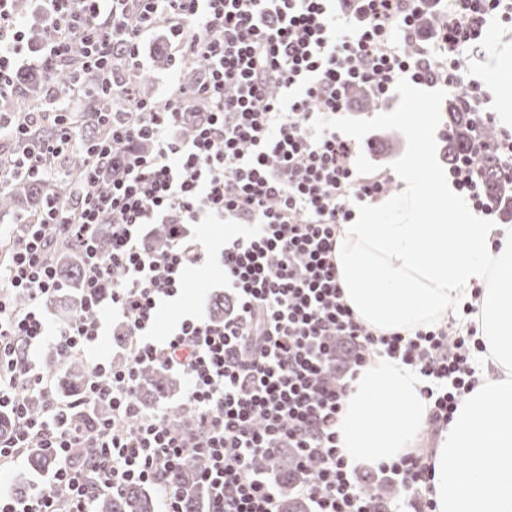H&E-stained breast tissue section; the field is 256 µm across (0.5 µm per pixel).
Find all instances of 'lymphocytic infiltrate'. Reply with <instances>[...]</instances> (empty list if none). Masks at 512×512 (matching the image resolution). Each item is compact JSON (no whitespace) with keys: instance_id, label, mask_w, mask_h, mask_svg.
I'll use <instances>...</instances> for the list:
<instances>
[{"instance_id":"lymphocytic-infiltrate-1","label":"lymphocytic infiltrate","mask_w":512,"mask_h":512,"mask_svg":"<svg viewBox=\"0 0 512 512\" xmlns=\"http://www.w3.org/2000/svg\"><path fill=\"white\" fill-rule=\"evenodd\" d=\"M17 2L0 0V101L19 95L21 72L52 75L77 47L82 72L21 117L0 113V136L16 144L0 159V194L56 176L54 159L70 152L87 164L67 195L19 216L20 233L0 243V411L14 421L0 436V470L35 443L55 462L47 482L0 493V512H95L100 495L135 484L157 488L163 512H185L172 476L197 459L206 512H279V487L256 462L283 448L295 451L293 490L310 512H376L337 446L351 382L376 357L410 366L426 381L436 436L481 383L474 359L484 347L475 327L444 323L381 336L346 304L336 233L358 205L383 196L388 177L359 172L353 141L330 119L350 111L353 86L382 101L411 82L463 95L493 123L490 94L462 53L491 19L512 22V0H42L49 24L36 50ZM428 6L442 20L425 35L417 19ZM160 22L174 62L196 66L198 77L164 99H138L130 79ZM85 72L97 83H82ZM49 114L54 134L29 138ZM80 114L103 129L100 139L83 138ZM448 179L475 211L493 215L467 159ZM152 224L168 229L163 251L148 245ZM192 224L251 229L220 253L232 307L220 321L184 316L157 344L160 306L182 298L187 270L211 257ZM60 243L78 247L82 295L53 331L45 305L64 290L52 260ZM105 303L125 328L123 361L90 360L83 390L61 399L37 351L83 356L104 329ZM148 363L187 379L185 423L144 408L138 373ZM99 406L109 417L90 425L72 417ZM79 449L87 457L76 466ZM432 456L424 440L378 467L411 512H433Z\"/></svg>"}]
</instances>
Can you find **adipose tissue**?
Segmentation results:
<instances>
[{"instance_id":"obj_1","label":"adipose tissue","mask_w":512,"mask_h":512,"mask_svg":"<svg viewBox=\"0 0 512 512\" xmlns=\"http://www.w3.org/2000/svg\"><path fill=\"white\" fill-rule=\"evenodd\" d=\"M399 197L362 207L336 236L344 299L376 333L412 332L475 301L477 366L495 372L442 430L430 471L434 512H512V225L483 224L438 184L427 191L411 167ZM424 378L379 357L344 400L337 444L350 466L374 467L409 451L429 416Z\"/></svg>"}]
</instances>
